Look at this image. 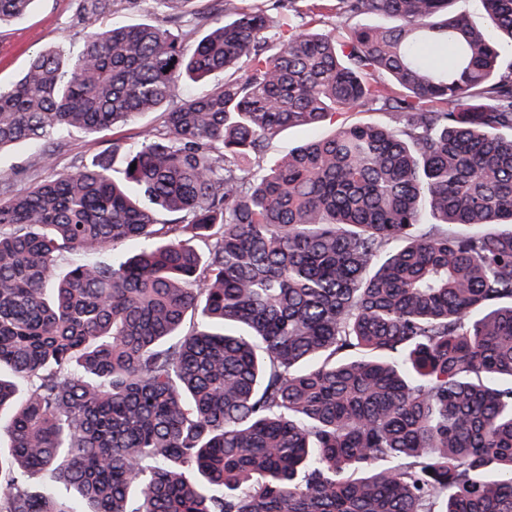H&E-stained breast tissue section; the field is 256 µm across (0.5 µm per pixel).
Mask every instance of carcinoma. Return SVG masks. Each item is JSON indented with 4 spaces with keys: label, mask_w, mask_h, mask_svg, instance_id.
<instances>
[{
    "label": "carcinoma",
    "mask_w": 512,
    "mask_h": 512,
    "mask_svg": "<svg viewBox=\"0 0 512 512\" xmlns=\"http://www.w3.org/2000/svg\"><path fill=\"white\" fill-rule=\"evenodd\" d=\"M160 2L174 28L93 30L0 86V151L47 163L71 128L162 118L112 143L120 178L0 190V512H512V0H480L488 29L455 0H310L382 19L340 45L296 0ZM370 105L392 125L260 164ZM224 81L223 74H216L206 84H196L187 80L180 79L177 81L174 89V101H180L190 96L198 94L202 90L219 85ZM333 128L334 126L331 123L330 125L327 124L325 127L315 131L301 129H290L284 131L268 148L263 159V165L268 167L274 164L308 139L318 135L329 134Z\"/></svg>",
    "instance_id": "1"
}]
</instances>
